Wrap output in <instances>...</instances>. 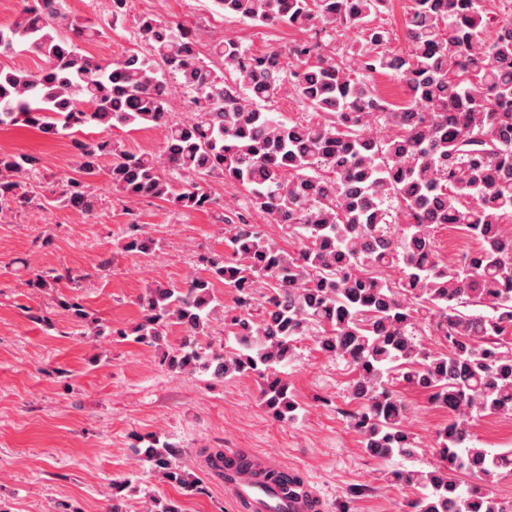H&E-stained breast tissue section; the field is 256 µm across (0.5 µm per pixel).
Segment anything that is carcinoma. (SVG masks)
Returning a JSON list of instances; mask_svg holds the SVG:
<instances>
[{
  "label": "carcinoma",
  "mask_w": 512,
  "mask_h": 512,
  "mask_svg": "<svg viewBox=\"0 0 512 512\" xmlns=\"http://www.w3.org/2000/svg\"><path fill=\"white\" fill-rule=\"evenodd\" d=\"M111 2L102 24L69 16L65 0H23L16 19L0 26L1 58L28 48L43 61L34 71L0 62V128L25 122L65 134L78 158L75 174L45 191L39 156L1 151L0 214L30 204L91 214L104 157L112 158V190L131 202L210 211L218 201L203 183L243 187L249 207L298 237L300 249L289 253L243 214L221 212L232 256L200 257V272L183 287L147 288L141 321L115 335L150 344L179 327L170 369L251 374L278 421L299 408L278 369L299 338L314 336L351 368L349 419L371 457L415 453L392 379L448 411L434 469L391 473L417 490L410 512H512V500L487 488L512 472V449L479 448L471 430L482 413L512 415V23L493 22L479 0H412L406 48L393 53L385 50L388 31L371 25L391 0H213L225 16L256 26L331 40L356 28L360 39L338 60L316 36L260 53L217 39L205 57L189 25L143 14L135 36L145 52L112 60L80 47L131 9V0ZM389 71L406 84L404 106L376 93L375 75ZM288 85L319 120L274 116L269 104ZM175 94L186 98L189 117H170ZM119 125L164 129L161 154L77 137ZM442 225L466 231L478 249L445 262L432 236ZM155 246L142 225L129 224L125 249ZM62 281L77 285L68 270L29 284ZM216 282L233 293V308L224 309ZM219 316L237 348L205 351L201 337ZM422 329L438 348L415 341ZM139 452L170 482L199 490L173 467L179 449L170 443L153 439ZM461 473L473 482L461 484Z\"/></svg>",
  "instance_id": "1"
}]
</instances>
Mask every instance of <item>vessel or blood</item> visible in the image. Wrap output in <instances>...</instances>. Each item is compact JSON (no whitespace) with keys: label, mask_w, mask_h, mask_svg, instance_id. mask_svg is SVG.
<instances>
[{"label":"vessel or blood","mask_w":512,"mask_h":512,"mask_svg":"<svg viewBox=\"0 0 512 512\" xmlns=\"http://www.w3.org/2000/svg\"><path fill=\"white\" fill-rule=\"evenodd\" d=\"M232 462L223 480L224 492L231 499L236 512H323L325 499L312 485L284 493L276 488H267L258 478V471L288 472L287 463L272 457L253 456L248 467L235 466L237 451H226Z\"/></svg>","instance_id":"1"}]
</instances>
